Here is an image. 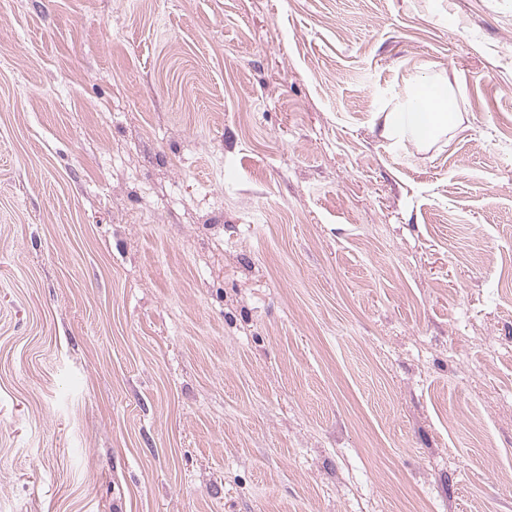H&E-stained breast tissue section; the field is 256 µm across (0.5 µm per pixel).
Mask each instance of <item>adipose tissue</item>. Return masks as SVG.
I'll return each instance as SVG.
<instances>
[{
    "label": "adipose tissue",
    "instance_id": "obj_1",
    "mask_svg": "<svg viewBox=\"0 0 512 512\" xmlns=\"http://www.w3.org/2000/svg\"><path fill=\"white\" fill-rule=\"evenodd\" d=\"M457 119L448 82L443 79L417 86L404 108L385 114L382 135L423 144L435 138L438 132L450 129Z\"/></svg>",
    "mask_w": 512,
    "mask_h": 512
}]
</instances>
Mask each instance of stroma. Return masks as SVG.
I'll use <instances>...</instances> for the list:
<instances>
[{"label": "stroma", "mask_w": 512, "mask_h": 512, "mask_svg": "<svg viewBox=\"0 0 512 512\" xmlns=\"http://www.w3.org/2000/svg\"><path fill=\"white\" fill-rule=\"evenodd\" d=\"M0 512H512V0H0ZM412 100L398 112L384 116L381 135L387 139L408 138L423 144L440 131L449 130L458 119L449 96L448 80L417 85Z\"/></svg>", "instance_id": "stroma-1"}]
</instances>
